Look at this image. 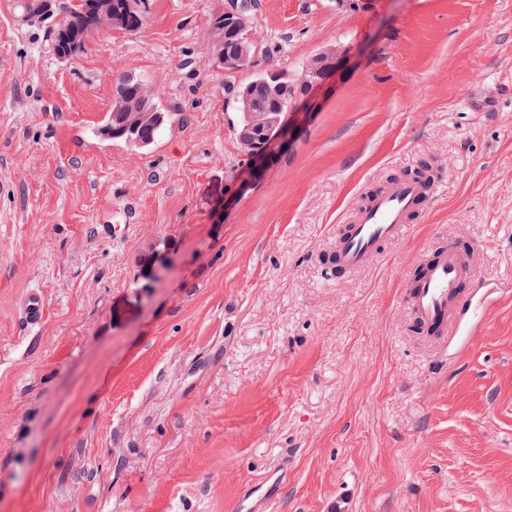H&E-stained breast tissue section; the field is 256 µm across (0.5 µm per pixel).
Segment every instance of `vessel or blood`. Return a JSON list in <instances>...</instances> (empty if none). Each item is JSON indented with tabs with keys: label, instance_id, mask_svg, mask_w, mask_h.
Here are the masks:
<instances>
[{
	"label": "vessel or blood",
	"instance_id": "1",
	"mask_svg": "<svg viewBox=\"0 0 512 512\" xmlns=\"http://www.w3.org/2000/svg\"><path fill=\"white\" fill-rule=\"evenodd\" d=\"M432 193L423 179L389 181L373 192L356 211L351 224L337 236L332 256L338 270L357 272L382 255L385 243L404 235L411 216L424 211ZM477 278L472 253L454 245L442 247L428 262L423 275L408 293L416 322L426 327L446 328L451 315L460 311L464 300L458 294L463 277ZM46 313L41 290L30 289L18 303V315L27 329L40 327ZM282 473L273 470L258 484L247 486L239 495L240 512H267L282 486Z\"/></svg>",
	"mask_w": 512,
	"mask_h": 512
}]
</instances>
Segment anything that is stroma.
<instances>
[{
  "mask_svg": "<svg viewBox=\"0 0 512 512\" xmlns=\"http://www.w3.org/2000/svg\"><path fill=\"white\" fill-rule=\"evenodd\" d=\"M215 6L145 0L68 62L0 0V512H237L282 463L274 512H512V0H250L262 68L367 51L243 194ZM123 76L168 115L145 150L98 133ZM424 161L426 214L336 278L337 232ZM446 242L485 309L443 344L405 294ZM46 313L44 294L39 289H29L18 303V315L22 325L27 329L40 327Z\"/></svg>",
  "mask_w": 512,
  "mask_h": 512,
  "instance_id": "35a3bbf8",
  "label": "stroma"
}]
</instances>
